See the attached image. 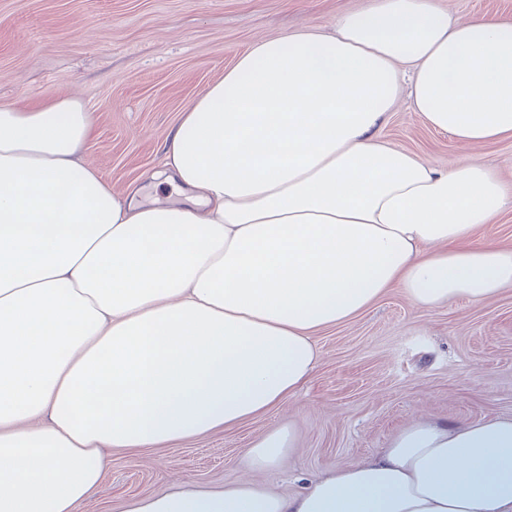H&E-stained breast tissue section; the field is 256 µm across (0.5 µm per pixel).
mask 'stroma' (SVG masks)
I'll list each match as a JSON object with an SVG mask.
<instances>
[{"label":"stroma","mask_w":512,"mask_h":512,"mask_svg":"<svg viewBox=\"0 0 512 512\" xmlns=\"http://www.w3.org/2000/svg\"><path fill=\"white\" fill-rule=\"evenodd\" d=\"M370 0H0V103L80 95L93 132L85 159L114 190L159 166L184 107L260 37L306 23L331 30ZM384 135L438 164L476 159L512 181V139L464 147L406 103ZM307 385L264 417L168 448L109 450L110 466L82 512H123L133 495L185 480L242 479L287 495L329 469L359 463L421 417L458 423L512 417V288L478 304L425 311L390 289L347 322L315 333ZM297 444L262 473L243 448L275 427Z\"/></svg>","instance_id":"obj_1"}]
</instances>
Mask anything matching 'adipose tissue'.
I'll return each instance as SVG.
<instances>
[{
	"instance_id": "1",
	"label": "adipose tissue",
	"mask_w": 512,
	"mask_h": 512,
	"mask_svg": "<svg viewBox=\"0 0 512 512\" xmlns=\"http://www.w3.org/2000/svg\"><path fill=\"white\" fill-rule=\"evenodd\" d=\"M404 97L464 144L512 138V19L372 0L256 40L148 174L176 201L85 163L81 97L0 104V512H79L106 449L265 415L309 380L313 334L388 289L436 310L512 287V249L474 238L512 183L393 146ZM294 445L274 428L241 461L267 471ZM123 512H512V418L414 421L293 496L185 481Z\"/></svg>"
}]
</instances>
